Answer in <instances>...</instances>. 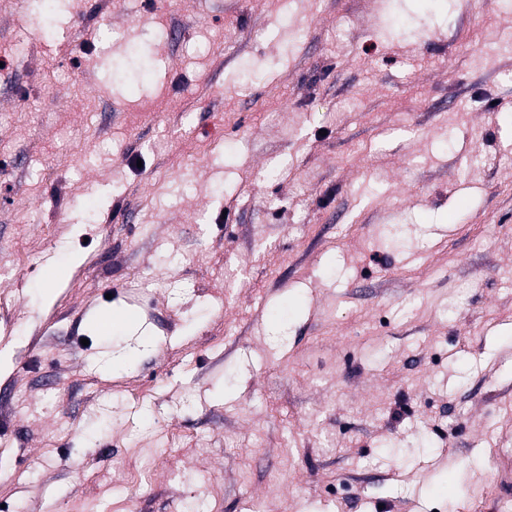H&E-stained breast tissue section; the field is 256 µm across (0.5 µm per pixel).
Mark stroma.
I'll return each mask as SVG.
<instances>
[{"label":"stroma","instance_id":"1","mask_svg":"<svg viewBox=\"0 0 512 512\" xmlns=\"http://www.w3.org/2000/svg\"><path fill=\"white\" fill-rule=\"evenodd\" d=\"M375 2L0 0V512H512V9ZM112 319V331H121L135 336H150L147 329H143V323L128 309H113L112 313L102 314L98 317L99 327L107 332L108 321ZM495 471L500 498L504 503L512 500V453H499L495 458Z\"/></svg>","mask_w":512,"mask_h":512}]
</instances>
